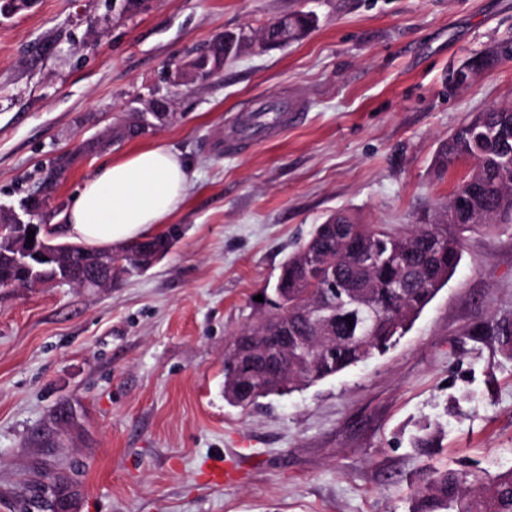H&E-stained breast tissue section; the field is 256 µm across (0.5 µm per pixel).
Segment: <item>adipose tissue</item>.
<instances>
[{"mask_svg":"<svg viewBox=\"0 0 512 512\" xmlns=\"http://www.w3.org/2000/svg\"><path fill=\"white\" fill-rule=\"evenodd\" d=\"M189 169L165 145L132 151L86 180L64 216L44 233L89 249H105L152 235L182 201Z\"/></svg>","mask_w":512,"mask_h":512,"instance_id":"ef3b65f1","label":"adipose tissue"}]
</instances>
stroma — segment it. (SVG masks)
I'll use <instances>...</instances> for the list:
<instances>
[{"label": "stroma", "instance_id": "stroma-1", "mask_svg": "<svg viewBox=\"0 0 512 512\" xmlns=\"http://www.w3.org/2000/svg\"><path fill=\"white\" fill-rule=\"evenodd\" d=\"M298 11L300 41L256 45L209 82L174 86L191 48ZM512 39V0H37L0 17V206L39 168L165 97L156 131L74 163L49 200L157 143L190 168L144 272L105 288H0V512H409L425 464L512 469V224L468 233L455 274L386 355L248 411L224 399V349L280 266L330 214L404 231L470 165L434 172L441 140L512 104V60L449 89L453 70ZM304 120L224 152L241 116L280 93ZM431 425L437 448L413 440Z\"/></svg>", "mask_w": 512, "mask_h": 512}]
</instances>
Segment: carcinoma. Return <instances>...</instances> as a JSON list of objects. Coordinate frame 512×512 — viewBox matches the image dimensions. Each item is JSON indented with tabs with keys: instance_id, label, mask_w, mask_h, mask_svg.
<instances>
[{
	"instance_id": "cac0c4a2",
	"label": "carcinoma",
	"mask_w": 512,
	"mask_h": 512,
	"mask_svg": "<svg viewBox=\"0 0 512 512\" xmlns=\"http://www.w3.org/2000/svg\"><path fill=\"white\" fill-rule=\"evenodd\" d=\"M313 25L304 12L288 15V30L267 25L258 40L265 46H285L301 40ZM237 54L245 41L212 43L187 54L179 65L187 66L201 57L211 65L200 68L197 81L219 73L222 46ZM503 61L495 47L468 59L455 72V84ZM135 110L96 137L83 141L94 153L126 139L124 130L137 121ZM472 162L468 176L422 224L398 233L382 225L361 224L346 212L332 214L315 226L310 237L288 256L273 288L265 298V309L235 334L224 351V400L242 410L260 398L285 395L333 377L382 354L396 344L416 318L455 273L461 258L465 233L475 226L512 224V105L479 112L458 126L441 145L435 159L437 175L448 165ZM69 165L67 155L55 158L39 178V186L56 187ZM354 227L365 246L363 252L341 248L342 231ZM172 233L128 242L131 250L143 246L169 252ZM73 258L67 273L51 264L41 267L48 281L77 285L96 261V251L72 246ZM33 287L32 280L15 263L11 252L0 251V288ZM321 305L334 314L331 323L317 330L311 307ZM288 316V349L279 358L287 372L268 379L257 367L246 366L245 352L259 348L254 336L266 321ZM499 350L512 358V323L493 327ZM409 512H512V469L491 473L428 467L426 477L412 493Z\"/></svg>"
}]
</instances>
